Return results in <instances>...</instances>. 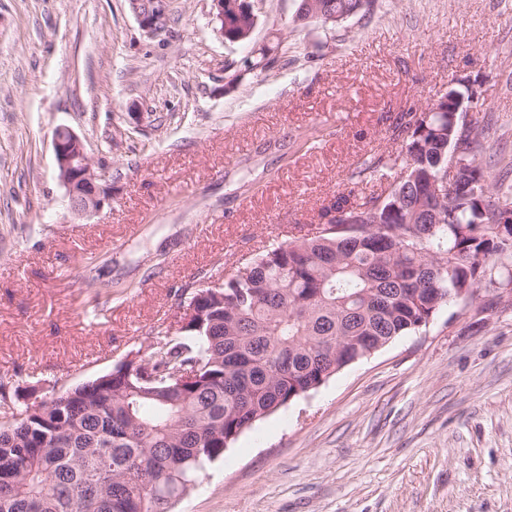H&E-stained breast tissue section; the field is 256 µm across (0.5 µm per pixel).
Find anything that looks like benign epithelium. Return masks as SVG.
Returning <instances> with one entry per match:
<instances>
[{"instance_id": "obj_1", "label": "benign epithelium", "mask_w": 512, "mask_h": 512, "mask_svg": "<svg viewBox=\"0 0 512 512\" xmlns=\"http://www.w3.org/2000/svg\"><path fill=\"white\" fill-rule=\"evenodd\" d=\"M212 4V22L218 26L219 34H224L229 27H235L242 39L251 32L255 23L251 10L237 9L234 17L228 18L224 15V0H212ZM129 5L140 28L148 36L155 37L165 32L167 0H129ZM53 150L71 209L82 215L99 211L107 198L106 186L103 185L108 178L107 172L94 168L82 140L69 127L56 128Z\"/></svg>"}]
</instances>
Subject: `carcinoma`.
<instances>
[{
  "label": "carcinoma",
  "mask_w": 512,
  "mask_h": 512,
  "mask_svg": "<svg viewBox=\"0 0 512 512\" xmlns=\"http://www.w3.org/2000/svg\"><path fill=\"white\" fill-rule=\"evenodd\" d=\"M366 0H319L336 22ZM401 113L398 155L364 161L380 190L338 192L319 227L267 246L231 275L176 290L205 297L188 325L163 327L144 357L32 408L0 379V512H170L174 501L256 422L340 369L427 325L448 289L472 300L512 283L508 173L479 159L486 126L448 121V94ZM462 163L448 175V152ZM336 214L327 231L326 218Z\"/></svg>",
  "instance_id": "1"
}]
</instances>
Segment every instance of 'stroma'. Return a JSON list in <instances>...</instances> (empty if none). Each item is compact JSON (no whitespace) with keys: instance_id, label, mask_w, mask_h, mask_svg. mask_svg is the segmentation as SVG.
Wrapping results in <instances>:
<instances>
[{"instance_id":"stroma-1","label":"stroma","mask_w":512,"mask_h":512,"mask_svg":"<svg viewBox=\"0 0 512 512\" xmlns=\"http://www.w3.org/2000/svg\"><path fill=\"white\" fill-rule=\"evenodd\" d=\"M211 0L150 37L127 0H0V378L40 404L148 351L175 288L306 233L394 127L453 81L512 159V0H373L331 28ZM109 174L72 212L52 135ZM172 512H512V299L443 305L241 434ZM213 4V12H212V22L215 23L218 26V33L225 38L228 41L231 42H238V41H244L245 36H247L252 28L253 24L255 23L254 16L252 14V11L250 7L248 6L247 10L245 9H235L234 11V17L233 19L227 18L224 15V9L225 14L229 16L230 13H233L234 5L237 2V0H211ZM224 1L226 2L224 5ZM255 26V24H254ZM229 27H235L229 28ZM229 28L227 32L225 33V29ZM238 30L240 32V35L238 34ZM242 33V34H241ZM239 35L238 41H235L234 39Z\"/></svg>"}]
</instances>
